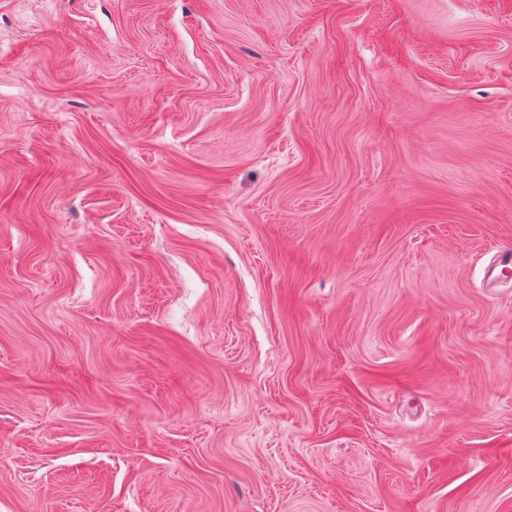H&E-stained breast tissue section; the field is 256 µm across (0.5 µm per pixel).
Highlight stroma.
<instances>
[{
	"label": "stroma",
	"mask_w": 512,
	"mask_h": 512,
	"mask_svg": "<svg viewBox=\"0 0 512 512\" xmlns=\"http://www.w3.org/2000/svg\"><path fill=\"white\" fill-rule=\"evenodd\" d=\"M512 0H0V512H512Z\"/></svg>",
	"instance_id": "obj_1"
}]
</instances>
